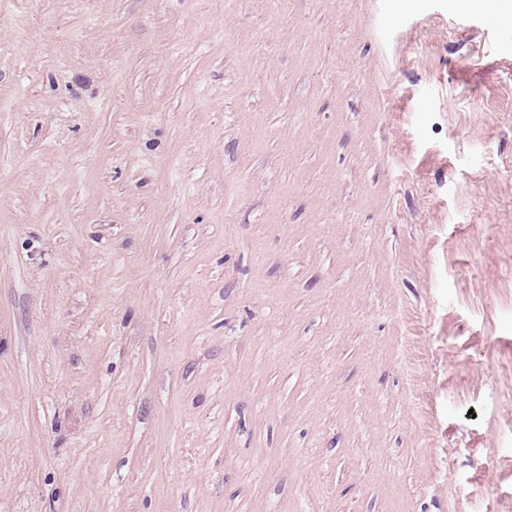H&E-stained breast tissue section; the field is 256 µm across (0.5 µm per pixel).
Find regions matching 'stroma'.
Wrapping results in <instances>:
<instances>
[{
    "instance_id": "obj_1",
    "label": "stroma",
    "mask_w": 512,
    "mask_h": 512,
    "mask_svg": "<svg viewBox=\"0 0 512 512\" xmlns=\"http://www.w3.org/2000/svg\"><path fill=\"white\" fill-rule=\"evenodd\" d=\"M0 512H512V0H0Z\"/></svg>"
}]
</instances>
